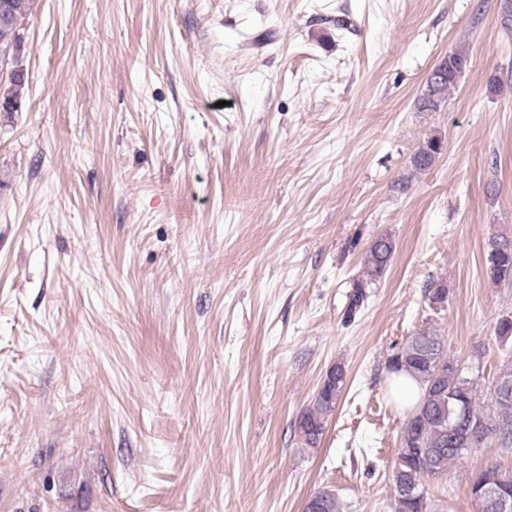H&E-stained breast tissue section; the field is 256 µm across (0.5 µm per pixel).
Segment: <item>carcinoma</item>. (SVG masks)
Here are the masks:
<instances>
[{
  "instance_id": "carcinoma-1",
  "label": "carcinoma",
  "mask_w": 512,
  "mask_h": 512,
  "mask_svg": "<svg viewBox=\"0 0 512 512\" xmlns=\"http://www.w3.org/2000/svg\"><path fill=\"white\" fill-rule=\"evenodd\" d=\"M8 7L7 18L0 17V53L10 46L4 35L19 36V22L31 13L34 0H0ZM468 64L467 52L456 48L443 57L440 74L430 75L417 100L418 109L437 112L448 101V95ZM22 79L17 77L9 86L0 88V112H14L17 108ZM443 150L442 140L430 138L423 142L411 157V167L421 172L428 169ZM394 253V244L387 236L374 240L363 255V278L352 282L347 295V316L354 319L364 306L369 288L386 272ZM486 273L497 283H512V234L491 237L486 246ZM388 370L392 374L408 372L421 385L419 400L405 412L401 428L399 471L392 472L394 512H433L424 478L431 476L421 449L436 452V467L444 475L448 467L473 450L496 448L502 454H512V399L505 405L499 401L496 385L487 392L463 376L458 360L448 356L446 342L435 330H423L408 337L404 346L391 357ZM346 388V371L334 365L321 390L303 409L296 421V432L301 445L315 448L319 445L328 418ZM483 433V440L475 445L465 443L471 426ZM493 483L512 497V466L506 467L492 460L470 480L471 497L477 489ZM413 485L422 493L413 497L405 486ZM310 504L304 512H340L336 494L316 490L309 495Z\"/></svg>"
}]
</instances>
